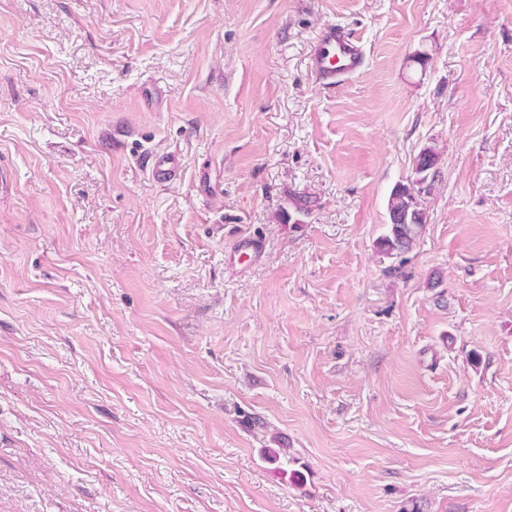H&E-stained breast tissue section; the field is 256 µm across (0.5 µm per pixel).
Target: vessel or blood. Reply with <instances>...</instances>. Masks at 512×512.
Masks as SVG:
<instances>
[{"label":"vessel or blood","mask_w":512,"mask_h":512,"mask_svg":"<svg viewBox=\"0 0 512 512\" xmlns=\"http://www.w3.org/2000/svg\"><path fill=\"white\" fill-rule=\"evenodd\" d=\"M365 65L366 56L361 45L351 35L333 24L320 30L309 56V67L319 87H333L342 79L360 73ZM178 167L177 155L170 154L155 160L150 173L155 182L169 184L175 181ZM261 253L260 241L243 236L233 243L228 258L236 261L245 257L254 261Z\"/></svg>","instance_id":"b4317fda"}]
</instances>
